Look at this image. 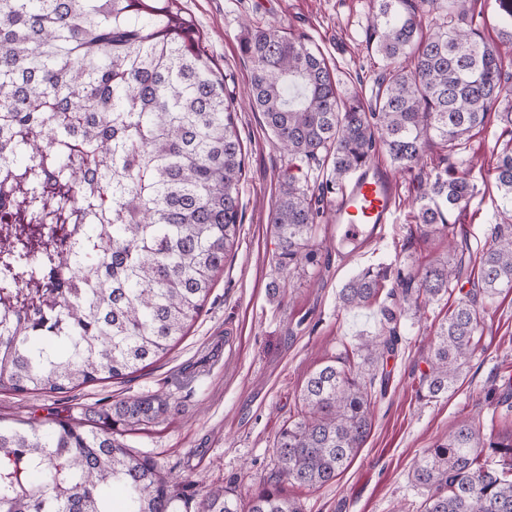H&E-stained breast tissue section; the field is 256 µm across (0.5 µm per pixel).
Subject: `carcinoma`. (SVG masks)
<instances>
[{
	"mask_svg": "<svg viewBox=\"0 0 512 512\" xmlns=\"http://www.w3.org/2000/svg\"><path fill=\"white\" fill-rule=\"evenodd\" d=\"M177 2L0 0V387L63 394L140 371L187 335L224 269L241 224L238 104ZM467 3L370 0L366 35L385 71L369 96L342 92L308 37L246 29L249 105L291 166L330 163L318 185L279 179L270 227L286 274L318 264L328 196L378 149L399 173L420 166L435 140L448 149L415 201L426 231L448 233L469 205L467 143L492 111L511 134L512 100L497 47L466 21ZM491 7L500 42L511 44L512 0ZM493 171L502 223L480 253L478 288L448 308L431 340L420 400L455 390L486 303L512 290V139ZM460 272L446 259L396 272L398 306L382 307L378 334L354 348L361 363L338 357L305 379L297 417L274 444L278 472L245 505L208 491L197 512H301L282 482L317 488L347 469L370 435L399 316L423 319ZM386 281L384 270H361L339 289V306H372ZM173 409L146 394L79 420H0V512H178L176 483L118 438ZM413 481L427 492L424 512H512V434L488 438L463 419L419 459Z\"/></svg>",
	"mask_w": 512,
	"mask_h": 512,
	"instance_id": "cac0c4a2",
	"label": "carcinoma"
}]
</instances>
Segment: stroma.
I'll return each mask as SVG.
<instances>
[{
    "label": "stroma",
    "instance_id": "35a3bbf8",
    "mask_svg": "<svg viewBox=\"0 0 512 512\" xmlns=\"http://www.w3.org/2000/svg\"><path fill=\"white\" fill-rule=\"evenodd\" d=\"M179 5L209 55L233 75L240 98L251 77L239 50L247 20L306 34L337 72L343 91L372 87L384 69L365 40L367 0H179ZM236 125L245 154L242 220L224 270L187 336L167 356L124 379L66 394L22 395L0 388V420L8 424L67 419L118 399L167 394L174 411L123 432L121 439L155 460L193 505L210 490L248 499L256 483L277 469L274 442L296 413L305 378L353 349L360 337L377 332L380 309L391 305V298L383 294L375 306L343 309L336 296L346 280L369 266L414 273L451 254L462 262L459 289L472 288L477 257L491 239L501 205L490 168L512 138L492 118L469 141L475 165L468 178L476 195L455 226L456 252H449L446 238L422 236L415 226L419 185L446 154L435 143L424 166L399 174L395 222L383 240L340 253L339 232L333 221H324L316 239L318 265L293 273L290 288L273 297L268 286L281 273L268 217L278 196L276 177L288 171V157L260 113L238 110ZM448 307L443 299L429 306L422 322L402 318L397 350L384 366L386 389L373 400L372 430L355 459L335 483L318 489L285 485V496L297 500L303 512H422L426 494L415 486L412 471L427 448L468 417L484 434L512 433V293L488 308L455 392L429 403L417 400L427 341Z\"/></svg>",
    "mask_w": 512,
    "mask_h": 512
}]
</instances>
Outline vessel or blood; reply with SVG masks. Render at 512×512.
<instances>
[{
	"instance_id": "vessel-or-blood-1",
	"label": "vessel or blood",
	"mask_w": 512,
	"mask_h": 512,
	"mask_svg": "<svg viewBox=\"0 0 512 512\" xmlns=\"http://www.w3.org/2000/svg\"><path fill=\"white\" fill-rule=\"evenodd\" d=\"M397 191L398 185L390 177L359 172L333 203L343 239L355 242L368 236L381 237L386 224L392 221Z\"/></svg>"
}]
</instances>
